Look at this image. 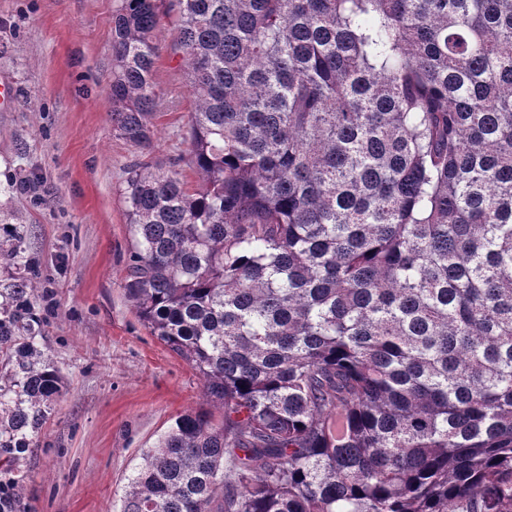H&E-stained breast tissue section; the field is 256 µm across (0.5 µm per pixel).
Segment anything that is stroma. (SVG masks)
<instances>
[{
    "mask_svg": "<svg viewBox=\"0 0 512 512\" xmlns=\"http://www.w3.org/2000/svg\"><path fill=\"white\" fill-rule=\"evenodd\" d=\"M120 0H0V208L41 283L42 348L63 378L20 464L28 512H120L144 452L187 411L210 410L185 361L144 326L124 288L129 167L168 166L193 102L159 35L150 155L112 130V15Z\"/></svg>",
    "mask_w": 512,
    "mask_h": 512,
    "instance_id": "1",
    "label": "stroma"
}]
</instances>
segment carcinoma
Returning a JSON list of instances; mask_svg holds the SVG:
<instances>
[{
	"label": "carcinoma",
	"instance_id": "cac0c4a2",
	"mask_svg": "<svg viewBox=\"0 0 512 512\" xmlns=\"http://www.w3.org/2000/svg\"><path fill=\"white\" fill-rule=\"evenodd\" d=\"M164 18L194 109L173 168L128 169L125 289L224 416H178L120 512H512V0H121L112 128L142 151ZM0 224L21 512L60 375Z\"/></svg>",
	"mask_w": 512,
	"mask_h": 512
}]
</instances>
